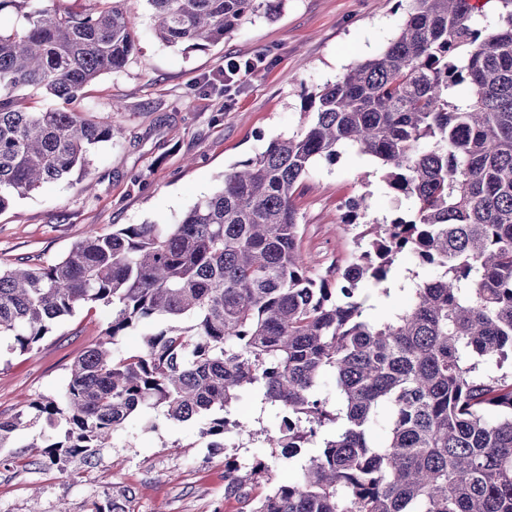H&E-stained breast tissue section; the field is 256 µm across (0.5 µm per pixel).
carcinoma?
Masks as SVG:
<instances>
[{
    "label": "carcinoma",
    "instance_id": "1",
    "mask_svg": "<svg viewBox=\"0 0 512 512\" xmlns=\"http://www.w3.org/2000/svg\"><path fill=\"white\" fill-rule=\"evenodd\" d=\"M0 32V212L78 169L112 141V121L72 108L83 88L136 51L128 0L74 12L40 0ZM483 33L470 0H407V19L376 57L312 92L302 129L224 172L220 188L175 224L91 230L47 266L0 270V341L26 353L60 317L112 308L102 337L70 366L64 390L0 418V448L28 430L50 464L87 460L146 409L205 421L254 390L294 425L269 439L288 458L321 451L299 482L277 485L263 462L225 493L241 512H512V0ZM158 39L206 48L282 0H147ZM463 85L467 93L457 96ZM32 89L60 106L30 112ZM352 148L379 161L410 213L372 224L367 248L327 275L299 246L295 199L316 158ZM443 269L415 283L393 318L366 315L399 256ZM161 318L144 346L117 337ZM336 380L335 408L318 394ZM387 417V440L369 428ZM87 512H130L117 499Z\"/></svg>",
    "mask_w": 512,
    "mask_h": 512
}]
</instances>
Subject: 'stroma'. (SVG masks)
I'll return each instance as SVG.
<instances>
[{
	"mask_svg": "<svg viewBox=\"0 0 512 512\" xmlns=\"http://www.w3.org/2000/svg\"><path fill=\"white\" fill-rule=\"evenodd\" d=\"M138 14V48L119 72L85 87L76 109L110 115L121 104V136L99 146L88 174L43 184L0 212V268L19 261L47 265L64 256L90 227L109 232L127 224L176 223L214 193L225 170L261 152L268 142L301 128L305 97L379 54L406 19L398 0H284L274 15H248L224 42L203 50L169 47L153 33L147 0H131ZM259 59V71L224 78L229 60ZM366 196L362 223L337 232L349 198ZM301 251L315 272L352 258L364 224L390 223L406 205L385 185L376 160L346 149L332 162H315L296 200ZM441 270L411 256L397 261L388 299L370 315L386 319L407 304L415 281ZM109 308L76 309L59 318L28 353L0 352V417L58 394L68 368L92 347L111 319ZM242 431L209 447L201 423L160 422L154 411L131 418L111 447L88 460L47 468L33 448L0 449V512H86L91 500L126 495L131 512H239L224 495V456L263 460L276 483L300 479L302 460L269 447L282 413L251 393L232 409Z\"/></svg>",
	"mask_w": 512,
	"mask_h": 512,
	"instance_id": "35a3bbf8",
	"label": "stroma"
}]
</instances>
